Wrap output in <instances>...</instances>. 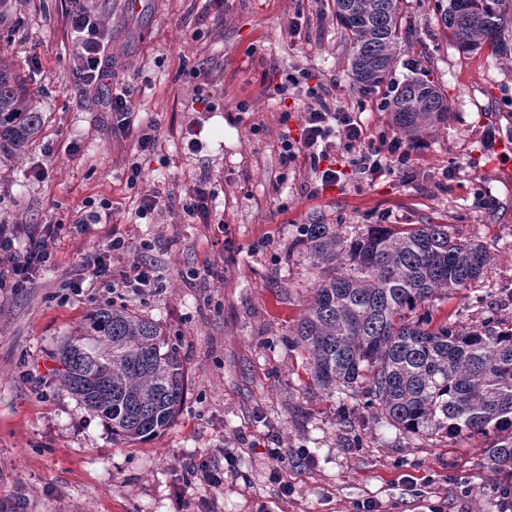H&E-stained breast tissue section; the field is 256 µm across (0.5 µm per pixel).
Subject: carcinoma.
<instances>
[{"instance_id": "cac0c4a2", "label": "carcinoma", "mask_w": 512, "mask_h": 512, "mask_svg": "<svg viewBox=\"0 0 512 512\" xmlns=\"http://www.w3.org/2000/svg\"><path fill=\"white\" fill-rule=\"evenodd\" d=\"M349 32L351 80L380 87L399 45L400 0H334ZM441 20L457 47L512 53V0H447ZM394 130L416 140L448 125V99L427 80L408 78L386 102ZM45 123L13 64L0 58V155L24 152ZM299 242L325 268L294 329L313 383L349 391L407 434L495 435L485 465L512 512V326L488 311L478 325L433 323L418 313L436 295L470 288L491 261L486 244L446 224L371 225L347 242L328 224H303ZM59 385L112 423V433L143 441L170 427L185 391L179 349L161 325L124 306L98 308L63 337Z\"/></svg>"}]
</instances>
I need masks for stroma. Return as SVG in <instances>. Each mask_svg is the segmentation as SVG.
<instances>
[{
  "label": "stroma",
  "mask_w": 512,
  "mask_h": 512,
  "mask_svg": "<svg viewBox=\"0 0 512 512\" xmlns=\"http://www.w3.org/2000/svg\"><path fill=\"white\" fill-rule=\"evenodd\" d=\"M332 4L0 0L4 56L46 114L22 158L0 157V223L22 245L38 227L72 223L85 199L112 206L100 223L51 240V266L27 287L0 291V512H498L485 437L405 435L351 395L315 388L291 338L320 278L296 245L302 224L333 225L346 239L373 224H444L484 241L494 261L483 280L434 300V316L471 326L492 307L512 323V188L491 179L498 152L485 146L488 132L512 133V62L487 47L461 51L437 0H402L393 83L426 75L448 100V127L424 134L409 165L376 175L359 173L336 141L341 176L324 188L308 157L281 160L310 102L304 84L275 95L288 75L318 78L370 140L394 135L390 85L366 93L352 82ZM79 9L111 41L139 120L156 123L154 153L113 131L108 87L75 72L69 14ZM202 73L216 87L208 112L191 100ZM135 161L160 195L144 219L127 183ZM38 166L44 179L31 175ZM201 183L214 193L206 223L184 210ZM116 234L127 250L112 258V285L84 281L83 255ZM141 257L157 282L138 291L124 282ZM203 267L211 276L192 278ZM112 304L159 322L184 361L183 408L145 441L113 435L55 380L61 337ZM201 462L223 472L221 487L189 479Z\"/></svg>",
  "instance_id": "stroma-1"
}]
</instances>
